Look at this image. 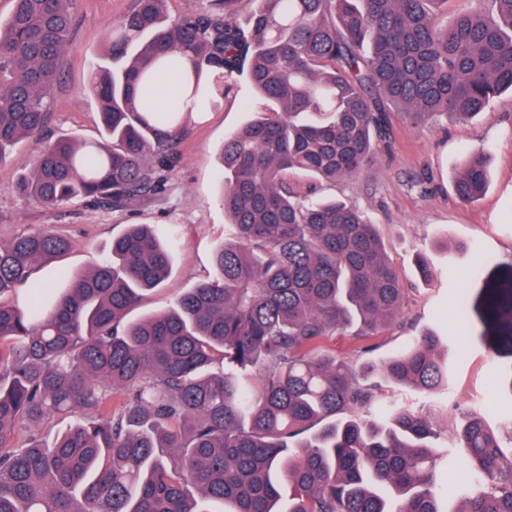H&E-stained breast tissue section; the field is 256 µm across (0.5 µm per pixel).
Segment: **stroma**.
<instances>
[{
	"mask_svg": "<svg viewBox=\"0 0 512 512\" xmlns=\"http://www.w3.org/2000/svg\"><path fill=\"white\" fill-rule=\"evenodd\" d=\"M130 6L131 0H75L73 34L43 135L21 140L0 162V242L44 230L67 237L71 250L38 274L42 282L56 285L61 270L77 273L97 265L126 225L174 228L181 245L172 273L136 308L141 316L170 308L186 290L213 276L214 252L226 238L228 223L221 204L219 151L225 137L252 118L262 101L242 78L228 95L206 104L200 119L187 123L178 146L180 161L156 199L121 210L82 200L49 209L23 197L17 184L30 173L45 142L99 140V109L87 85L101 61L107 31ZM482 150L488 153L490 187L478 202L462 204L453 192L455 173L462 160ZM288 179L299 195L345 202L375 224L404 288L403 310L393 327L370 340L336 335L326 340V348L375 381L383 361L411 336L435 329L442 337L440 352L452 367L447 394L425 398L388 384L381 401L422 410L445 440L454 439L461 413L472 407L494 430L511 423L512 356L486 348L479 336L481 321H474L476 333L470 337L449 335L448 328L460 295H467L470 312H477L485 288L512 275V94H501L465 122L413 128L393 115L388 146L356 178L329 184L293 172ZM421 259L430 265L431 277L419 274ZM477 261L480 275L460 279V270Z\"/></svg>",
	"mask_w": 512,
	"mask_h": 512,
	"instance_id": "obj_1",
	"label": "stroma"
}]
</instances>
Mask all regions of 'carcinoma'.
<instances>
[{
	"label": "carcinoma",
	"mask_w": 512,
	"mask_h": 512,
	"mask_svg": "<svg viewBox=\"0 0 512 512\" xmlns=\"http://www.w3.org/2000/svg\"><path fill=\"white\" fill-rule=\"evenodd\" d=\"M74 0H14L0 20V161L41 136L54 107ZM165 0H132L112 25L89 92L101 140L45 145L19 189L49 209L74 200L125 208L160 194L179 162L185 121L155 106V80L184 67L204 105L246 76L276 105L224 139L222 201L230 239L216 276L169 309L134 320L172 269L171 230L129 224L93 269L32 274L65 254L52 231L0 243V512H442L430 422L376 386L324 341L358 324L369 340L395 322L404 292L375 225L336 200L305 201L301 171L327 183L368 168L390 114L413 127L467 121L512 91V0H478L448 25L447 0H214L167 21ZM486 153L470 155L454 192H487ZM28 286L27 309L1 301ZM512 320V288L482 317ZM456 332L473 333L461 304ZM440 336L424 332L384 362L383 377L430 396L448 390ZM130 399L112 408V393ZM351 408L382 421L347 418ZM77 413L47 447L16 427ZM472 485L458 512H512V448L476 410L458 432Z\"/></svg>",
	"instance_id": "cac0c4a2"
}]
</instances>
